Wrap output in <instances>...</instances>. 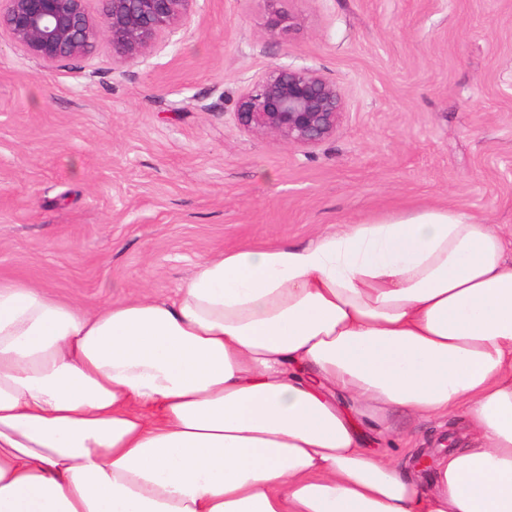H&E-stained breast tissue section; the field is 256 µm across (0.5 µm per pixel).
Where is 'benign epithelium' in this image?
<instances>
[{"label": "benign epithelium", "instance_id": "7a95c632", "mask_svg": "<svg viewBox=\"0 0 512 512\" xmlns=\"http://www.w3.org/2000/svg\"><path fill=\"white\" fill-rule=\"evenodd\" d=\"M0 0V32L46 66L88 55L104 41L125 63H143L170 40L198 0ZM343 100L336 85L312 67H276L238 98L247 130L290 144L315 145L336 133Z\"/></svg>", "mask_w": 512, "mask_h": 512}]
</instances>
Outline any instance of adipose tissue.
I'll list each match as a JSON object with an SVG mask.
<instances>
[{"mask_svg": "<svg viewBox=\"0 0 512 512\" xmlns=\"http://www.w3.org/2000/svg\"><path fill=\"white\" fill-rule=\"evenodd\" d=\"M459 416L427 475L356 423ZM0 512H512V239L448 207L89 314L0 282Z\"/></svg>", "mask_w": 512, "mask_h": 512, "instance_id": "obj_1", "label": "adipose tissue"}]
</instances>
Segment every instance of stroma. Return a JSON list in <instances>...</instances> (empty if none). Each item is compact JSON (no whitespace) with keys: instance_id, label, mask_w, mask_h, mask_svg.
<instances>
[{"instance_id":"stroma-1","label":"stroma","mask_w":512,"mask_h":512,"mask_svg":"<svg viewBox=\"0 0 512 512\" xmlns=\"http://www.w3.org/2000/svg\"><path fill=\"white\" fill-rule=\"evenodd\" d=\"M286 65L343 97L318 144L237 119ZM436 206L512 233V0H199L134 65L100 42L47 67L0 37L1 282L93 312L175 297L220 251ZM387 422L396 460L462 428Z\"/></svg>"}]
</instances>
